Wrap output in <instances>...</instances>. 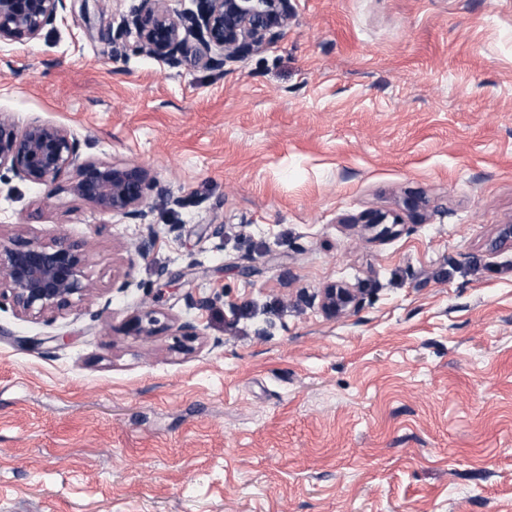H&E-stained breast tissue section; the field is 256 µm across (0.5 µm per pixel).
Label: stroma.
Returning <instances> with one entry per match:
<instances>
[{
	"label": "stroma",
	"mask_w": 512,
	"mask_h": 512,
	"mask_svg": "<svg viewBox=\"0 0 512 512\" xmlns=\"http://www.w3.org/2000/svg\"><path fill=\"white\" fill-rule=\"evenodd\" d=\"M136 3L0 47L17 128L175 197L135 224L67 174L0 181V237L86 240L93 286L0 301V512H512V0H291L221 70L113 59ZM331 283L360 306L325 315ZM157 313L155 309H146L131 316L126 326L128 335L135 337L155 335L160 328Z\"/></svg>",
	"instance_id": "stroma-1"
}]
</instances>
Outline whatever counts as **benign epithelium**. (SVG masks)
I'll return each mask as SVG.
<instances>
[{
    "mask_svg": "<svg viewBox=\"0 0 512 512\" xmlns=\"http://www.w3.org/2000/svg\"><path fill=\"white\" fill-rule=\"evenodd\" d=\"M195 8L172 12L167 0H140L120 23L119 35L133 37L136 48L172 66L180 63L189 42L200 57L221 68L242 60L272 42L288 26L290 0H193ZM67 0H0V44L38 38L67 11ZM34 184L49 186L72 173V190L97 210L130 220L144 216L142 204L152 192L176 202L171 191L148 179L139 166H116L81 158L79 142L64 127L34 121L24 129L0 114V171ZM86 243L66 235L50 242L19 236L0 240V297L11 300L21 315L62 313L91 292L85 282ZM359 293L331 284L320 293L321 308L336 316L354 310ZM160 319L154 309L128 320L135 337L155 335Z\"/></svg>",
    "mask_w": 512,
    "mask_h": 512,
    "instance_id": "1",
    "label": "benign epithelium"
}]
</instances>
